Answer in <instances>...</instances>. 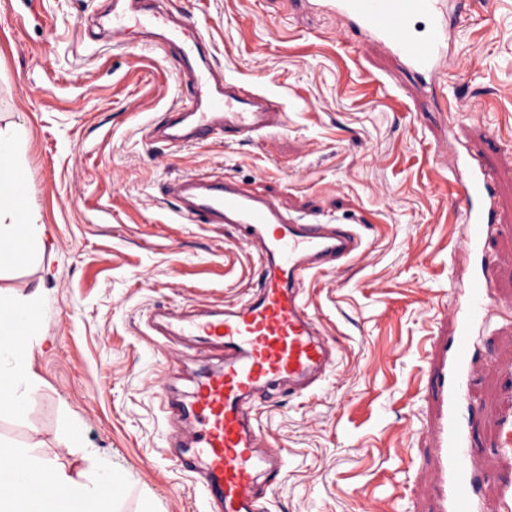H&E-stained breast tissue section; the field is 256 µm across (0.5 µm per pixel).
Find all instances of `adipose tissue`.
<instances>
[{"mask_svg":"<svg viewBox=\"0 0 512 512\" xmlns=\"http://www.w3.org/2000/svg\"><path fill=\"white\" fill-rule=\"evenodd\" d=\"M26 138L24 127L8 123L0 127V271L29 263L43 246L45 226L32 207L17 205L12 188L25 182L27 169L22 159ZM23 240L25 247L13 253L11 245ZM40 291L24 297H0V314L12 327V338H0V410L13 415L25 412L30 392L39 385L28 357L42 333L35 322ZM42 486L55 493L56 501L35 500L32 490ZM126 490L121 473L99 466L85 478L71 475L56 462L40 457L34 444L0 446V512H117Z\"/></svg>","mask_w":512,"mask_h":512,"instance_id":"ef3b65f1","label":"adipose tissue"}]
</instances>
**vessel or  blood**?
<instances>
[{"mask_svg":"<svg viewBox=\"0 0 512 512\" xmlns=\"http://www.w3.org/2000/svg\"><path fill=\"white\" fill-rule=\"evenodd\" d=\"M126 10L112 16V41L124 43L129 28L141 44L175 49L181 85L187 86L167 119L148 127L151 137L204 145L229 136L256 141L285 127L286 112L255 86L225 76L209 61L203 35L185 40V27L157 10L158 0H125ZM330 12L352 29L396 56L424 84L448 68V36L456 21L445 0H328ZM426 19L417 30L415 19ZM462 159L454 171L449 198L465 226L462 250L466 268L458 278L462 300L452 318L456 331L428 381L440 402L431 464V491L442 512H496L477 497L480 461L469 446L465 380L473 367L476 328L502 315L506 307L493 295V269L479 262L494 229L491 175L474 155L462 156L456 136L438 146L436 159ZM177 212L190 224H225L236 228L256 255L260 276L255 288L234 305L196 313L179 307L153 312L147 321L158 336H196L224 354L219 368L205 369L188 405L171 410L191 424L192 453L184 464L200 474L201 490L213 512H264L259 479L285 477L280 449L263 445L253 414L260 394L286 387L316 388L336 369V355L305 298L313 274L361 257V236L337 220L294 218L272 196L220 174L184 176L165 185Z\"/></svg>","mask_w":512,"mask_h":512,"instance_id":"obj_1","label":"vessel or blood"}]
</instances>
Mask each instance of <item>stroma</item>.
<instances>
[{
	"mask_svg": "<svg viewBox=\"0 0 512 512\" xmlns=\"http://www.w3.org/2000/svg\"><path fill=\"white\" fill-rule=\"evenodd\" d=\"M449 41L444 93L309 0H165L202 30L225 75L258 83L288 123L255 142L178 145L148 137L178 100L177 63L112 44V0H0V125L28 131V199L47 247L0 287L41 288L46 335L29 359L40 380L21 417L0 415V439L38 441L75 473L92 461L66 445L72 420L96 461L123 473L124 512H208L194 473L177 463L188 422L163 399L188 401L217 351L187 336L149 335L145 313L200 311L241 300L257 259L233 227L185 224L164 193L173 178L224 173L260 183L288 212L353 225L367 249L316 274L305 296L338 371L312 396L280 389L254 412L287 470L262 488L271 512H437L420 462L437 399L425 372L435 337L450 335L451 272L463 226L448 204L451 174L433 156L449 132L494 171L498 225L485 254L494 294L512 302V0H471ZM478 356L497 366L470 380V448L486 503L512 507V319L477 329ZM166 388L159 397L158 388Z\"/></svg>",
	"mask_w": 512,
	"mask_h": 512,
	"instance_id": "35a3bbf8",
	"label": "stroma"
}]
</instances>
